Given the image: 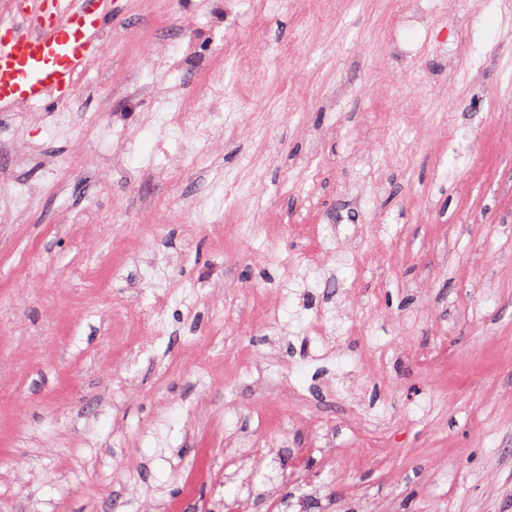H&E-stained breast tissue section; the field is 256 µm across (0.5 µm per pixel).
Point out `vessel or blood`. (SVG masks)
<instances>
[{"label": "vessel or blood", "instance_id": "vessel-or-blood-1", "mask_svg": "<svg viewBox=\"0 0 512 512\" xmlns=\"http://www.w3.org/2000/svg\"><path fill=\"white\" fill-rule=\"evenodd\" d=\"M115 0H22L0 22V113L68 102L103 54Z\"/></svg>", "mask_w": 512, "mask_h": 512}]
</instances>
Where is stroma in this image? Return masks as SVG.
Masks as SVG:
<instances>
[{
    "mask_svg": "<svg viewBox=\"0 0 512 512\" xmlns=\"http://www.w3.org/2000/svg\"><path fill=\"white\" fill-rule=\"evenodd\" d=\"M335 2L119 0L65 105L0 116V512H512V12ZM211 77L249 98L167 123ZM351 406L386 469L346 467Z\"/></svg>",
    "mask_w": 512,
    "mask_h": 512,
    "instance_id": "35a3bbf8",
    "label": "stroma"
}]
</instances>
